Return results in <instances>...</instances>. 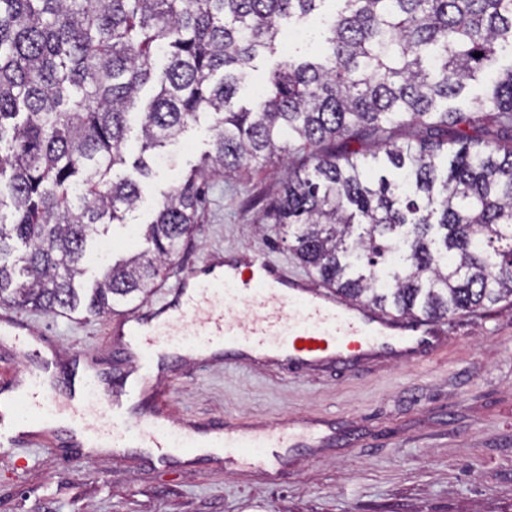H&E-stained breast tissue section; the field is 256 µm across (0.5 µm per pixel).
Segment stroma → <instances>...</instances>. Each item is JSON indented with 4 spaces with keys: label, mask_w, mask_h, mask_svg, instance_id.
<instances>
[{
    "label": "stroma",
    "mask_w": 512,
    "mask_h": 512,
    "mask_svg": "<svg viewBox=\"0 0 512 512\" xmlns=\"http://www.w3.org/2000/svg\"><path fill=\"white\" fill-rule=\"evenodd\" d=\"M214 124L213 114L200 113L172 146L167 168L142 181L143 205L109 229L113 255L140 248L137 226L209 150ZM287 178L284 160L208 178L174 269L189 271L219 251L263 250L307 276L281 226L257 223ZM17 314L63 352L113 366V315ZM445 323L446 348L424 363L296 377L217 363L162 376L164 409L175 418L247 426L335 416L334 440L292 451L288 479L227 471L208 459L155 466L138 450L88 460L59 445L21 448L0 457V512H512V305Z\"/></svg>",
    "instance_id": "obj_1"
}]
</instances>
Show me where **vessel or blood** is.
I'll return each instance as SVG.
<instances>
[{"label": "vessel or blood", "mask_w": 512, "mask_h": 512, "mask_svg": "<svg viewBox=\"0 0 512 512\" xmlns=\"http://www.w3.org/2000/svg\"><path fill=\"white\" fill-rule=\"evenodd\" d=\"M248 304L251 314L231 310ZM119 384L92 356L76 353L65 384L62 358L51 338L27 326L10 307L0 309V340H20L37 361L25 378L0 383V454L43 446L64 432L72 448L154 449L155 464L194 455L208 436L225 460L288 473V453L326 441L333 422L313 420L294 428L273 422L238 427L173 421L143 408L164 394L162 373L182 364L203 371L213 362L264 365L294 374L323 368L352 370L385 361H429L444 348L435 320L356 305L314 279L288 275L266 253L248 251L175 274L171 297L159 307L122 314L112 329Z\"/></svg>", "instance_id": "b4317fda"}]
</instances>
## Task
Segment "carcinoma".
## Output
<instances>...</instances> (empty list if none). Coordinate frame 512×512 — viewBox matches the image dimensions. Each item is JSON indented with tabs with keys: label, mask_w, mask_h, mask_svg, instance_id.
<instances>
[{
	"label": "carcinoma",
	"mask_w": 512,
	"mask_h": 512,
	"mask_svg": "<svg viewBox=\"0 0 512 512\" xmlns=\"http://www.w3.org/2000/svg\"><path fill=\"white\" fill-rule=\"evenodd\" d=\"M324 2L0 0V301L104 315L145 298L196 223L199 181L284 156L262 218L344 298L433 318L511 300L512 68L472 108L448 100L512 48V0H336L320 55H288L241 103L281 22ZM133 110L141 177L201 112L211 149L137 229L147 247L84 288L88 241L142 199L110 178Z\"/></svg>",
	"instance_id": "1"
}]
</instances>
